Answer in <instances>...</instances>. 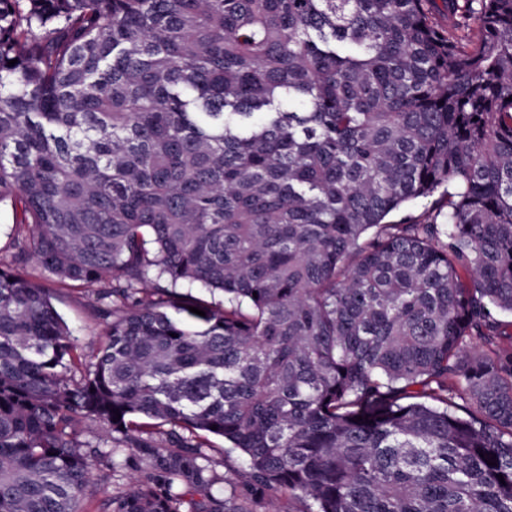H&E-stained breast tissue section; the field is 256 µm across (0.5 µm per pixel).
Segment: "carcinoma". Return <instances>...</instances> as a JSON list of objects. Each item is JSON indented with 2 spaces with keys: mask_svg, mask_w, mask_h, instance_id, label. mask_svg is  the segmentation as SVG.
<instances>
[{
  "mask_svg": "<svg viewBox=\"0 0 512 512\" xmlns=\"http://www.w3.org/2000/svg\"><path fill=\"white\" fill-rule=\"evenodd\" d=\"M443 2L0 0L15 260L107 336L0 266V512L99 462L105 512H248L211 436L259 500L512 512V0ZM19 271L52 289L54 304L67 321L78 351L86 355L96 353L105 339V323L91 306L88 293L58 282L34 261L20 267ZM206 453L216 464V470L224 475L227 480L224 482V493L226 496L240 498L243 495L242 486L236 480V472L240 463V456L237 451L224 449V442L221 439L210 438L209 447L205 448ZM138 476V471L130 469L119 470L112 475V471L104 464H97L91 476L93 499L83 506L86 512H103V504L112 495L113 487L119 484L127 487Z\"/></svg>",
  "mask_w": 512,
  "mask_h": 512,
  "instance_id": "1",
  "label": "carcinoma"
}]
</instances>
